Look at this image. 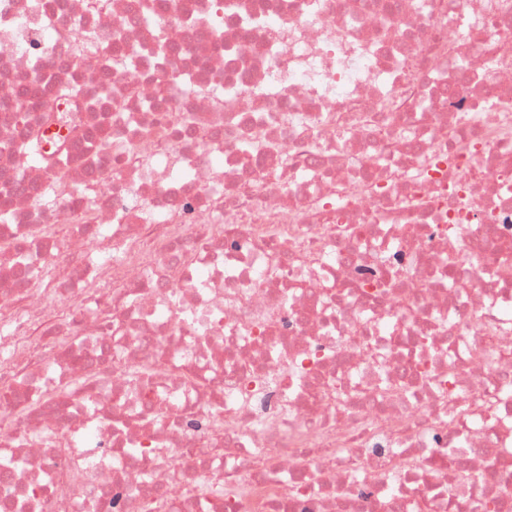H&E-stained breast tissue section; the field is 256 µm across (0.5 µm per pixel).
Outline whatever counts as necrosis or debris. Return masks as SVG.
<instances>
[{
    "label": "necrosis or debris",
    "instance_id": "obj_1",
    "mask_svg": "<svg viewBox=\"0 0 512 512\" xmlns=\"http://www.w3.org/2000/svg\"><path fill=\"white\" fill-rule=\"evenodd\" d=\"M0 512H512V0H0Z\"/></svg>",
    "mask_w": 512,
    "mask_h": 512
}]
</instances>
